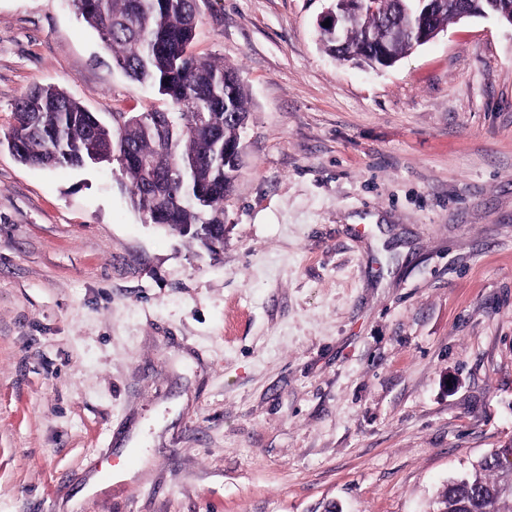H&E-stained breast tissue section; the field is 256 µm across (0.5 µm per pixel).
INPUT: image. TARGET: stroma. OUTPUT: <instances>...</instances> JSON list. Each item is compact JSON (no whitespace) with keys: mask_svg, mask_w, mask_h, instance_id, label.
<instances>
[{"mask_svg":"<svg viewBox=\"0 0 512 512\" xmlns=\"http://www.w3.org/2000/svg\"><path fill=\"white\" fill-rule=\"evenodd\" d=\"M325 6L198 0L250 112L211 252L118 165L15 158L32 86L167 102L70 0H0V512H430L512 439V26L373 70L325 51Z\"/></svg>","mask_w":512,"mask_h":512,"instance_id":"obj_1","label":"stroma"}]
</instances>
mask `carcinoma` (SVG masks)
I'll return each instance as SVG.
<instances>
[{
	"instance_id": "1",
	"label": "carcinoma",
	"mask_w": 512,
	"mask_h": 512,
	"mask_svg": "<svg viewBox=\"0 0 512 512\" xmlns=\"http://www.w3.org/2000/svg\"><path fill=\"white\" fill-rule=\"evenodd\" d=\"M77 13L112 51L113 65L157 89L170 107L114 125L52 85H35L16 103L8 144L23 164L53 168L111 163L131 154L146 165L120 168L132 207L149 224H172L209 250L222 244L201 225L224 223L242 159L224 150L241 146L249 112L236 71L190 51L199 21L197 0H72ZM482 16L512 15V0H435L427 39L458 20L460 7ZM349 17L342 35L319 33L338 60L372 68L393 65L421 45L415 37L420 3L378 0L372 12ZM512 439L472 463L468 473L437 493L435 512H512Z\"/></svg>"
}]
</instances>
